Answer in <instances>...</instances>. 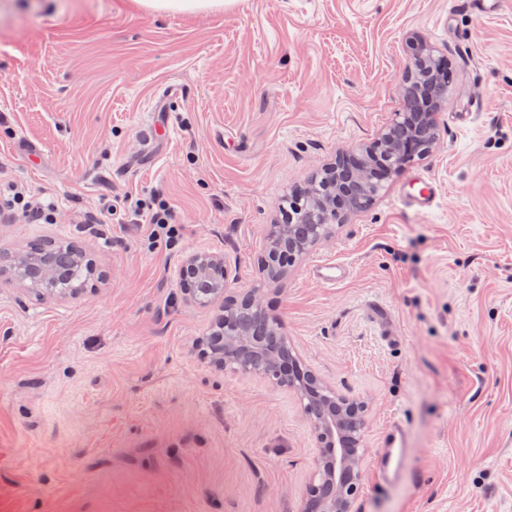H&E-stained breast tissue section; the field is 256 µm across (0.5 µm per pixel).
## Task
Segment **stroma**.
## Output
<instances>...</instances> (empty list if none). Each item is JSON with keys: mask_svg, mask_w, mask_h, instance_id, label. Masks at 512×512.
<instances>
[{"mask_svg": "<svg viewBox=\"0 0 512 512\" xmlns=\"http://www.w3.org/2000/svg\"><path fill=\"white\" fill-rule=\"evenodd\" d=\"M446 59L424 156L294 266L261 261L282 199L403 111L407 41ZM439 187L425 212L402 200ZM55 221L0 219L93 265L76 294L0 281V512H302L321 443L300 396L202 355L220 301L177 269L222 255L302 366L363 408L353 512H512V0H233L157 15L129 0H0V183ZM150 194L177 244L98 224ZM350 274L333 287L311 266ZM391 336H384V329ZM403 422L399 480L372 481ZM438 194V186L431 178H419L406 195V201L422 211H428L434 206Z\"/></svg>", "mask_w": 512, "mask_h": 512, "instance_id": "stroma-1", "label": "stroma"}]
</instances>
